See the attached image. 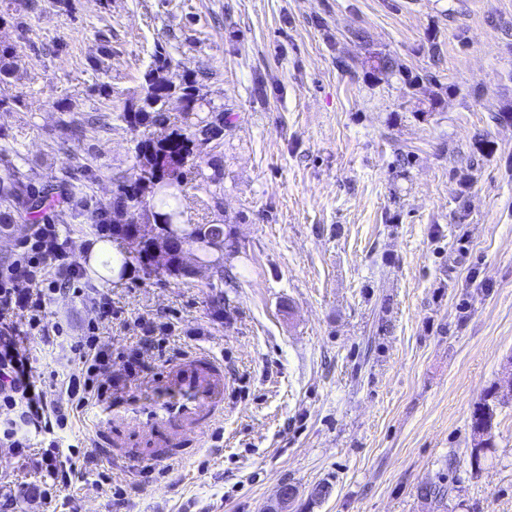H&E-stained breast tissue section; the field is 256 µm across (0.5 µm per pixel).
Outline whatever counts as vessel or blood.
I'll return each instance as SVG.
<instances>
[{"label": "vessel or blood", "mask_w": 512, "mask_h": 512, "mask_svg": "<svg viewBox=\"0 0 512 512\" xmlns=\"http://www.w3.org/2000/svg\"><path fill=\"white\" fill-rule=\"evenodd\" d=\"M156 400L125 410L100 405V447L147 448L154 460L172 459L197 445L223 412L224 370L211 354L199 352L169 363L155 381Z\"/></svg>", "instance_id": "vessel-or-blood-1"}]
</instances>
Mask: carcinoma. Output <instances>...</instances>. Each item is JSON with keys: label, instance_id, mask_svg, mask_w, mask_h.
<instances>
[{"label": "carcinoma", "instance_id": "cac0c4a2", "mask_svg": "<svg viewBox=\"0 0 512 512\" xmlns=\"http://www.w3.org/2000/svg\"><path fill=\"white\" fill-rule=\"evenodd\" d=\"M171 59L164 54L155 56L143 76V86L138 97L131 99L122 112L112 113V120L133 131L141 127H152V135L135 139L134 154L138 183L126 184L116 181L112 203L107 207L89 205L84 199L83 166L71 165L64 172V182L70 201L83 205L90 224H102L112 213L124 209L140 194H147L153 222L161 225L160 232L172 227L168 237L175 242L187 238L195 244L199 258L206 260L211 252L207 240L224 231L220 224H184L180 210L182 187L192 175L203 182L221 187L219 175H208L202 168L198 143L212 141L224 130V114H209L204 111V98L200 95L197 81L187 75L174 79L170 73ZM177 97L184 103L182 118L176 124L170 121L165 109L167 100ZM49 194L37 186L29 174L16 168L9 177L0 179V224L27 226L39 224L52 216L44 213ZM148 244H143L136 253L123 256L119 270L123 271L132 261L145 269L151 264ZM498 404L497 387H492L486 396L473 408L471 415L472 448L470 453L484 458L493 445Z\"/></svg>", "mask_w": 512, "mask_h": 512}]
</instances>
